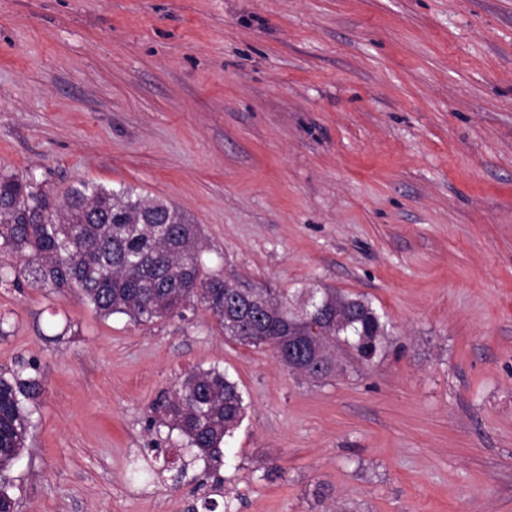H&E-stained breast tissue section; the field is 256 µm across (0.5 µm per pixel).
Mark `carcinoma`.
Segmentation results:
<instances>
[{
    "mask_svg": "<svg viewBox=\"0 0 512 512\" xmlns=\"http://www.w3.org/2000/svg\"><path fill=\"white\" fill-rule=\"evenodd\" d=\"M199 225L173 204L127 187L118 191L83 182L64 202L50 204L32 180L0 174V251L25 257L14 282L76 290L103 317L128 316L145 325L180 314L197 303L211 312L228 339L255 348L274 347L300 321L288 292L251 288L210 273ZM346 301L350 319L322 337L319 377L336 374V352L359 363L375 358L386 324L360 296L322 288L310 312L335 314ZM41 386L33 377L0 376V512H13L11 472L26 449L30 414ZM159 424L186 440L193 458L218 463L225 437L240 425L246 407L236 382L217 370L188 373L156 405Z\"/></svg>",
    "mask_w": 512,
    "mask_h": 512,
    "instance_id": "obj_1",
    "label": "carcinoma"
}]
</instances>
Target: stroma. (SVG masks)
Instances as JSON below:
<instances>
[{
    "label": "stroma",
    "mask_w": 512,
    "mask_h": 512,
    "mask_svg": "<svg viewBox=\"0 0 512 512\" xmlns=\"http://www.w3.org/2000/svg\"><path fill=\"white\" fill-rule=\"evenodd\" d=\"M177 206L228 279L387 321L317 383L202 306L147 325L0 285L41 392L16 512H512V0H0V173ZM216 368L246 415L180 486L153 406Z\"/></svg>",
    "instance_id": "1"
}]
</instances>
